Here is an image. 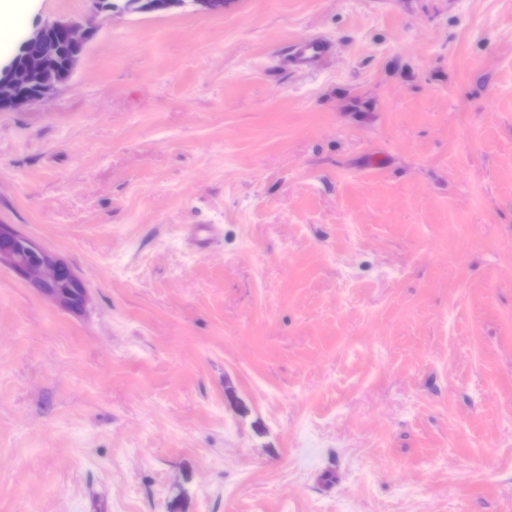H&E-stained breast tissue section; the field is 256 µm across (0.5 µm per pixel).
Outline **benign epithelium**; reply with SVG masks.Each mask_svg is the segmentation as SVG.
<instances>
[{"label":"benign epithelium","instance_id":"obj_1","mask_svg":"<svg viewBox=\"0 0 512 512\" xmlns=\"http://www.w3.org/2000/svg\"><path fill=\"white\" fill-rule=\"evenodd\" d=\"M97 28L80 21L45 20L37 23L22 41L27 49L48 37L61 41L69 51V62L63 69L53 67L40 53L27 51L23 57H11L0 64V110H14L40 101L59 86L68 83L83 56L87 43ZM5 264L23 277H34L35 286L61 304L79 305L84 300V287L74 276L63 284L61 271L66 265L54 260L11 225L0 224V265Z\"/></svg>","mask_w":512,"mask_h":512}]
</instances>
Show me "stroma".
I'll list each match as a JSON object with an SVG mask.
<instances>
[{
  "instance_id": "obj_1",
  "label": "stroma",
  "mask_w": 512,
  "mask_h": 512,
  "mask_svg": "<svg viewBox=\"0 0 512 512\" xmlns=\"http://www.w3.org/2000/svg\"><path fill=\"white\" fill-rule=\"evenodd\" d=\"M0 224L85 287L0 267V512H512V0L113 13Z\"/></svg>"
}]
</instances>
